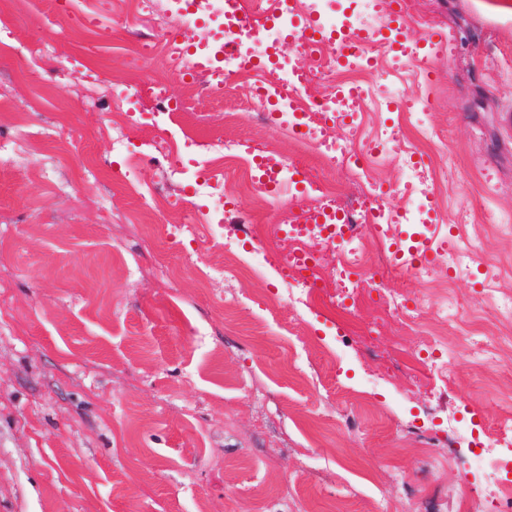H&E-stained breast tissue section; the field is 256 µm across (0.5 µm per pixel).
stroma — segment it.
Returning <instances> with one entry per match:
<instances>
[{"label": "stroma", "instance_id": "35a3bbf8", "mask_svg": "<svg viewBox=\"0 0 512 512\" xmlns=\"http://www.w3.org/2000/svg\"><path fill=\"white\" fill-rule=\"evenodd\" d=\"M408 5L413 56L370 62L372 105L323 124L341 143L401 127L393 149L419 154L435 195L422 203L399 166H377L382 205L422 210L396 235L406 248L460 235L471 263L423 279L361 239L378 286L419 314L376 380L387 331L320 301L296 304L299 284L279 264L235 273L226 288L203 284L201 274L223 275L225 242L259 260L275 253L272 238L232 241L208 221L195 156L175 179L165 157L138 154L136 139L160 133L139 98L125 106L131 144L113 146L117 115L89 72L149 69L198 139L297 158L300 183L346 201L357 195L349 176L254 120L250 80L195 90L169 75L153 18L127 0H75L67 16L56 0H0V135L27 155L21 166L0 159V512H441L462 474L478 477L468 446L449 450L448 421L476 440L512 408V360L463 356L471 337L512 334L493 297L512 291V223L500 221L512 215V0ZM432 29L447 42L427 43ZM420 83L444 161L394 105L396 89ZM225 173V208L268 232L303 198L252 193L239 158ZM166 197L194 204V229ZM445 300L468 311L445 333L459 354L450 386L428 368L435 353L409 360ZM343 416L353 429H340Z\"/></svg>", "mask_w": 512, "mask_h": 512}]
</instances>
